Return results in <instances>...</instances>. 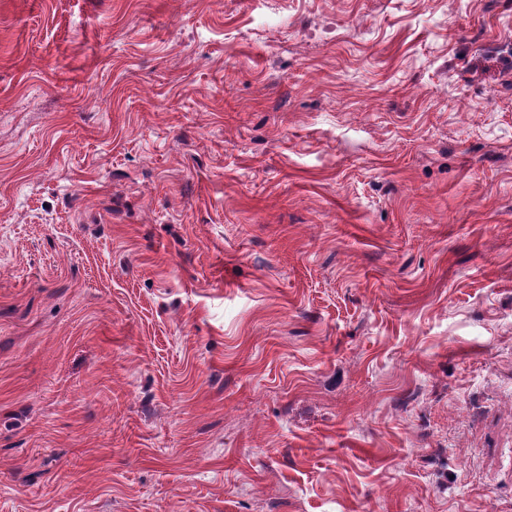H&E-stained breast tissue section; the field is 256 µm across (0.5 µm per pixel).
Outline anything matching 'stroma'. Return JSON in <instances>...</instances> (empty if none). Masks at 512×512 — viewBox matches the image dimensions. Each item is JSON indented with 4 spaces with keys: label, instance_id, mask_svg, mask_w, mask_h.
Returning a JSON list of instances; mask_svg holds the SVG:
<instances>
[{
    "label": "stroma",
    "instance_id": "obj_1",
    "mask_svg": "<svg viewBox=\"0 0 512 512\" xmlns=\"http://www.w3.org/2000/svg\"><path fill=\"white\" fill-rule=\"evenodd\" d=\"M0 512H512V0H0Z\"/></svg>",
    "mask_w": 512,
    "mask_h": 512
}]
</instances>
